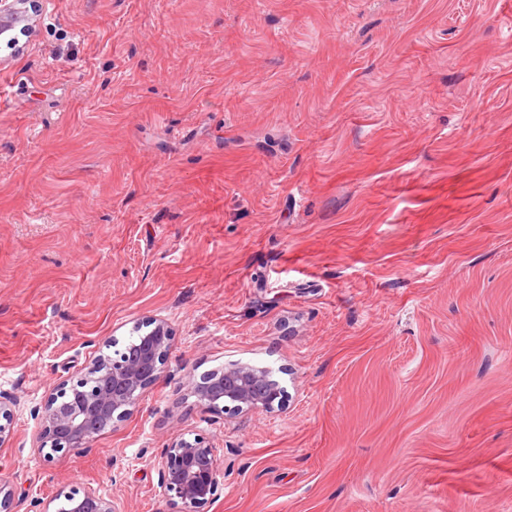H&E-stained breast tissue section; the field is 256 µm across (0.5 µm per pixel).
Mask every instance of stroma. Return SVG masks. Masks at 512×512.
Segmentation results:
<instances>
[{"mask_svg":"<svg viewBox=\"0 0 512 512\" xmlns=\"http://www.w3.org/2000/svg\"><path fill=\"white\" fill-rule=\"evenodd\" d=\"M0 43V480L173 512H512V0H38ZM172 346L47 463L37 410L109 340ZM272 371L210 422L190 380ZM159 466L160 492L174 512H205L217 498V450L202 438L182 437L164 448Z\"/></svg>","mask_w":512,"mask_h":512,"instance_id":"obj_1","label":"stroma"}]
</instances>
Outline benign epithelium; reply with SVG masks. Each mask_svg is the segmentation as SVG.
<instances>
[{
  "instance_id": "7a95c632",
  "label": "benign epithelium",
  "mask_w": 512,
  "mask_h": 512,
  "mask_svg": "<svg viewBox=\"0 0 512 512\" xmlns=\"http://www.w3.org/2000/svg\"><path fill=\"white\" fill-rule=\"evenodd\" d=\"M35 0H0V40L17 47L19 37L33 31ZM131 344H105L100 353L75 379L57 384L39 408L43 424L41 448L51 463L58 454L83 449L101 432L125 420L143 391L162 374L171 336L165 322ZM191 393L207 411L241 414L271 411L283 402V390L268 386L264 370L232 364L191 380ZM217 449L200 437L180 438L163 449L159 461V488L175 512H205L219 489ZM56 510L45 512H117L114 502L90 487H71L56 495Z\"/></svg>"
}]
</instances>
